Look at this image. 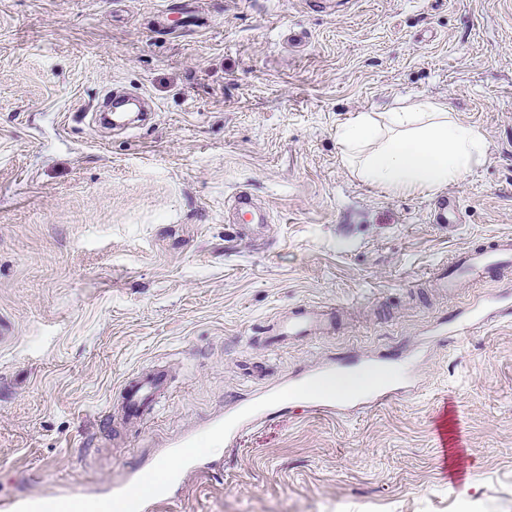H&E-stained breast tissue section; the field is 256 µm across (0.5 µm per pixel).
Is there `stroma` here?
I'll return each mask as SVG.
<instances>
[{
    "label": "stroma",
    "instance_id": "obj_1",
    "mask_svg": "<svg viewBox=\"0 0 512 512\" xmlns=\"http://www.w3.org/2000/svg\"><path fill=\"white\" fill-rule=\"evenodd\" d=\"M117 89L150 126H100ZM422 99L485 156L435 193L364 182L339 128ZM502 235L512 0H0V499L104 497L241 406L160 512H512V319L437 333L512 272L453 299L432 277ZM309 305L330 331L274 341ZM387 352L414 391L347 417L283 391ZM151 367L168 396L124 424L122 384ZM252 415L247 409H243L240 413L234 416H230L224 419H218L211 424L209 433H212L216 437H236L239 432L243 429L239 426L240 421L251 419Z\"/></svg>",
    "mask_w": 512,
    "mask_h": 512
}]
</instances>
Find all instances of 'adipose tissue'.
I'll return each mask as SVG.
<instances>
[{
  "instance_id": "obj_1",
  "label": "adipose tissue",
  "mask_w": 512,
  "mask_h": 512,
  "mask_svg": "<svg viewBox=\"0 0 512 512\" xmlns=\"http://www.w3.org/2000/svg\"><path fill=\"white\" fill-rule=\"evenodd\" d=\"M338 137L366 182L398 192H433L459 182L486 152L482 131L431 101L381 116L361 113Z\"/></svg>"
}]
</instances>
